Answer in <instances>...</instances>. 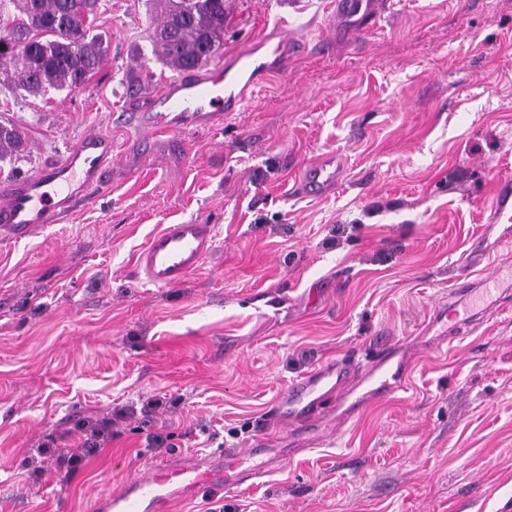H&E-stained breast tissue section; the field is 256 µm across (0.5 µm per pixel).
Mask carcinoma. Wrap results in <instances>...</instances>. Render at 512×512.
I'll return each instance as SVG.
<instances>
[{"instance_id":"obj_1","label":"carcinoma","mask_w":512,"mask_h":512,"mask_svg":"<svg viewBox=\"0 0 512 512\" xmlns=\"http://www.w3.org/2000/svg\"><path fill=\"white\" fill-rule=\"evenodd\" d=\"M155 52L179 71H195L223 46L224 0H155ZM98 0H0V82L30 95L82 86L102 65V35L92 33ZM25 141L0 122V162L22 154Z\"/></svg>"}]
</instances>
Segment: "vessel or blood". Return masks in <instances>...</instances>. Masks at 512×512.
<instances>
[{"label":"vessel or blood","instance_id":"vessel-or-blood-1","mask_svg":"<svg viewBox=\"0 0 512 512\" xmlns=\"http://www.w3.org/2000/svg\"><path fill=\"white\" fill-rule=\"evenodd\" d=\"M336 12L362 15L370 24L378 19L373 6L365 5L364 0H336ZM269 68V61L250 49L203 74L174 77L164 85L160 104L149 105L146 125L182 131L212 113L234 111ZM111 165V140L92 132L37 174L0 182V241L37 236L76 204L90 203ZM338 178L336 161L330 158L306 170L302 188L319 196ZM490 218L500 229L496 247L512 244L511 180L498 182ZM214 243L211 225L170 224L150 239L139 257V266L148 283L172 287L200 267ZM394 357L393 351L381 347L363 367L358 366L354 355L338 358L292 383L271 408L269 418L300 422L303 433L309 435L312 420L328 400H344L362 385L377 393L401 391L404 384L393 368ZM271 454L267 438L261 435L245 449L221 448L202 460L150 469L132 478L122 493L100 496L94 508L96 512H169L176 500L200 493L214 497L234 490L262 474Z\"/></svg>","mask_w":512,"mask_h":512}]
</instances>
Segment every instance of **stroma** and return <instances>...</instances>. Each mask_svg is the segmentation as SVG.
Listing matches in <instances>:
<instances>
[{"label":"stroma","mask_w":512,"mask_h":512,"mask_svg":"<svg viewBox=\"0 0 512 512\" xmlns=\"http://www.w3.org/2000/svg\"><path fill=\"white\" fill-rule=\"evenodd\" d=\"M333 0H226L216 62L293 33L242 110L186 131L137 115L176 69L150 0H100L101 69L73 91H0L34 174L86 131L112 140L106 187L40 235L0 245V512H91L153 467L267 435L254 482L174 512H512V302L444 336L433 317L468 269L498 178L512 177V0H384L370 29ZM343 164L321 198L304 169ZM211 224L215 250L181 284L137 257L168 224ZM395 348L403 391L266 425L288 386L348 352ZM166 448L145 450L139 410ZM112 440L73 473L31 474L34 448L93 408Z\"/></svg>","instance_id":"1"}]
</instances>
